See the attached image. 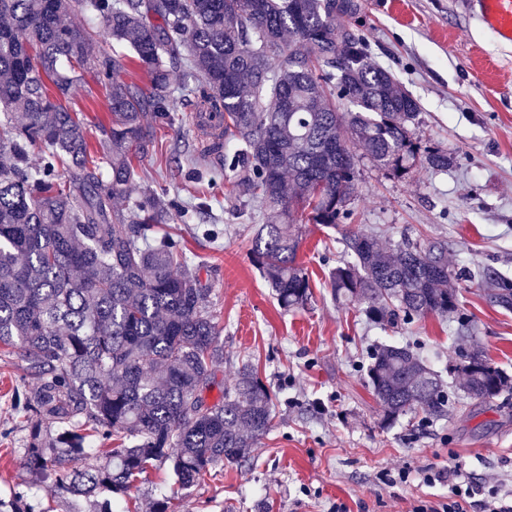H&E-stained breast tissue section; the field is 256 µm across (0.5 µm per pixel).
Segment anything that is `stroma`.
<instances>
[{
    "label": "stroma",
    "instance_id": "obj_1",
    "mask_svg": "<svg viewBox=\"0 0 512 512\" xmlns=\"http://www.w3.org/2000/svg\"><path fill=\"white\" fill-rule=\"evenodd\" d=\"M358 28L373 61L418 101L415 138L448 149L454 161L445 172L419 166L402 177L363 163L350 228L379 231L387 250L407 239L441 240L449 269L487 266L512 279V43L498 41L463 0H366ZM71 107L98 146L108 122L105 88L86 76ZM192 112L180 106L178 123L158 128L142 176L176 202L200 195L211 205L155 231L179 235L210 286L206 306L224 343L218 379L251 362L275 396V419L244 461L218 465L180 491L167 467L149 469L113 506L152 512L172 494L176 512H332L339 504L345 512H413L448 494L445 485L424 484L421 470L451 462L483 489L512 493V395L483 405L454 397L444 417L408 415L387 429L366 384L363 368L378 342L411 344L437 370L453 364L461 352L456 319L389 327L334 302L328 272L344 257L341 232L317 224L306 225L297 255L313 297L281 309L251 262L257 221L235 214L223 170L199 186L185 180L187 158L207 146L188 122ZM456 286L476 343L512 375V311L490 303L486 285L464 278ZM23 375L22 354L0 358V499L21 497L27 512H83L82 501L27 465ZM401 468L408 481L388 483L386 472Z\"/></svg>",
    "mask_w": 512,
    "mask_h": 512
}]
</instances>
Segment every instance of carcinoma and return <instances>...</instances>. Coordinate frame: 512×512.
Masks as SVG:
<instances>
[{"label": "carcinoma", "mask_w": 512, "mask_h": 512, "mask_svg": "<svg viewBox=\"0 0 512 512\" xmlns=\"http://www.w3.org/2000/svg\"><path fill=\"white\" fill-rule=\"evenodd\" d=\"M360 13V0H0V355L23 353L33 385L28 464L62 494L112 512V495L148 467L166 465L191 487L215 465L247 458L272 428V400L251 364L217 381L224 343L204 306L209 288L179 240L154 234L179 205L148 186L133 193L132 155L146 152L178 104L198 97L224 117L207 154L187 160L188 178L222 167L235 200L269 210L250 256L285 310L311 298L296 262L299 209H310L311 224L340 227L365 160L401 175L417 164L448 171V150L419 154L410 129L419 104L371 61ZM101 41L130 55L95 51ZM125 58L146 86L123 78ZM86 71L108 91L106 174L90 164L69 106ZM341 243L333 298L379 324L454 316L467 340L446 245L389 253L360 230ZM468 275L512 310V280L489 267ZM448 376L471 401L512 392L477 345ZM366 378L384 426L447 411L441 372L408 345H376ZM216 387L222 396L211 402ZM114 438L120 445L95 464L74 466L93 441Z\"/></svg>", "instance_id": "obj_1"}]
</instances>
